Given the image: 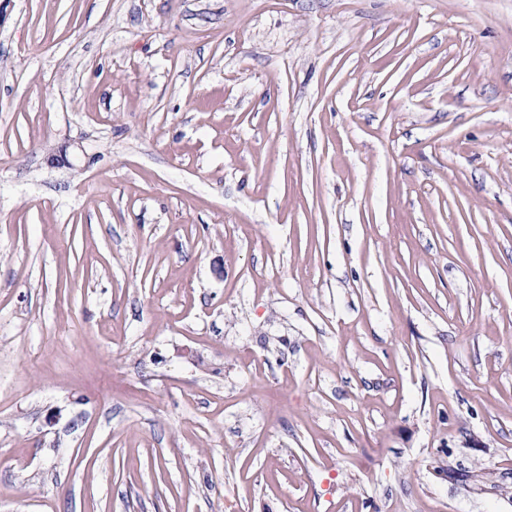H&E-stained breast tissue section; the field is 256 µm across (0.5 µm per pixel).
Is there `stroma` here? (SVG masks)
<instances>
[{"mask_svg": "<svg viewBox=\"0 0 512 512\" xmlns=\"http://www.w3.org/2000/svg\"><path fill=\"white\" fill-rule=\"evenodd\" d=\"M0 512H512V0H0Z\"/></svg>", "mask_w": 512, "mask_h": 512, "instance_id": "stroma-1", "label": "stroma"}]
</instances>
